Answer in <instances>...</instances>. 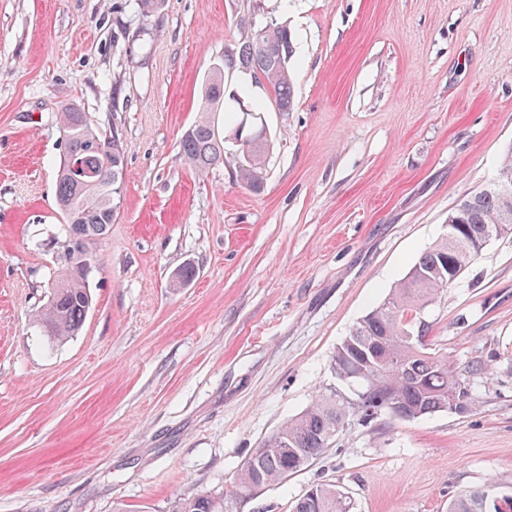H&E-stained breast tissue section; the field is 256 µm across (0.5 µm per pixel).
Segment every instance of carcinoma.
Segmentation results:
<instances>
[{
	"instance_id": "carcinoma-1",
	"label": "carcinoma",
	"mask_w": 512,
	"mask_h": 512,
	"mask_svg": "<svg viewBox=\"0 0 512 512\" xmlns=\"http://www.w3.org/2000/svg\"><path fill=\"white\" fill-rule=\"evenodd\" d=\"M261 33L224 51L221 63L212 68L205 84L202 108L210 112L218 104L236 114L230 135L221 137L211 120L203 116L184 134L180 147L184 158L198 172L209 171L224 162L225 144L232 135L255 139L248 151L235 152L233 161L239 180L258 193L264 188L266 154L270 140L260 134L257 114L261 109L229 92L225 72L236 70L261 77L271 88L281 112L294 106L293 84L288 63L293 44L288 27L270 21L259 27ZM65 132L63 157L57 171L56 203L65 223L69 264L52 287L47 306L38 321L51 337L64 340L81 329L92 306L84 270L89 261L86 241L103 234L114 220L120 202L124 152L117 133L100 135L90 120L76 107L60 114ZM512 152L490 186L462 199L448 213L457 225L453 239H440L426 250L406 276L377 306L363 315L336 347L332 370L344 373L366 372L359 386L358 406L338 391L317 394L309 406L284 423L263 444L254 449L237 472L232 495L247 490L257 497L266 488L303 470L344 430L355 414L374 419L389 413L398 403L423 418L448 411V395L456 392L472 408L473 377L485 374L488 365L470 362L461 365L448 356L424 345H415L409 337L426 333L421 321L426 308L449 284L450 276L464 273L491 241L512 234ZM500 484L490 479L481 486L456 495L448 512H512L500 509L494 498L485 495ZM184 512H224V500L194 499ZM291 512H354V501L339 485L331 482L312 486L294 503Z\"/></svg>"
}]
</instances>
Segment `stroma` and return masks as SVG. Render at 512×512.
Returning a JSON list of instances; mask_svg holds the SVG:
<instances>
[{
  "mask_svg": "<svg viewBox=\"0 0 512 512\" xmlns=\"http://www.w3.org/2000/svg\"><path fill=\"white\" fill-rule=\"evenodd\" d=\"M287 24L295 105L260 102L265 184L199 173L180 141L227 46ZM125 153L120 207L88 245L93 304L51 341L59 114ZM512 150V0H0V512H290L333 482L355 512H448L512 486V235L428 307L426 342L488 361L459 416L351 423L256 499L227 497L264 440L339 385L336 347ZM196 275L175 279L184 265ZM489 488L501 487L497 481L490 479L473 490L461 492L449 502L448 512H512V491L510 508L502 510L496 505L493 497L485 495Z\"/></svg>",
  "mask_w": 512,
  "mask_h": 512,
  "instance_id": "1",
  "label": "stroma"
}]
</instances>
